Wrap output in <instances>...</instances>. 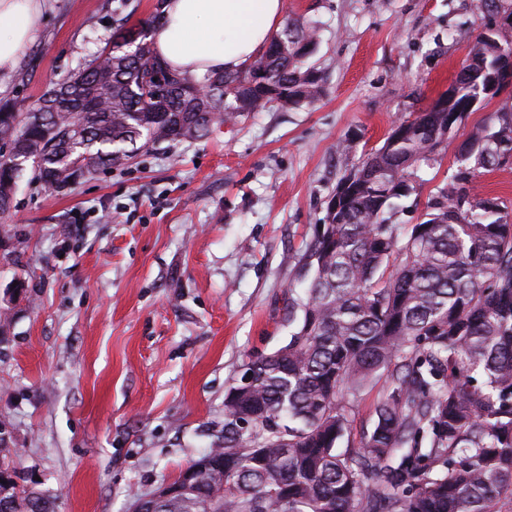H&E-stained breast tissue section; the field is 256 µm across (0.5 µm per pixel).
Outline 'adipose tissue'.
I'll return each mask as SVG.
<instances>
[{
  "mask_svg": "<svg viewBox=\"0 0 512 512\" xmlns=\"http://www.w3.org/2000/svg\"><path fill=\"white\" fill-rule=\"evenodd\" d=\"M45 0H0V74L14 69L35 38ZM284 0H165L149 40L171 69L200 76L233 72L262 52L278 30Z\"/></svg>",
  "mask_w": 512,
  "mask_h": 512,
  "instance_id": "obj_1",
  "label": "adipose tissue"
}]
</instances>
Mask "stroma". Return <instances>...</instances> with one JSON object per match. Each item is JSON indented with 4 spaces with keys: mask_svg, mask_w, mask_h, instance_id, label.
Listing matches in <instances>:
<instances>
[{
    "mask_svg": "<svg viewBox=\"0 0 512 512\" xmlns=\"http://www.w3.org/2000/svg\"><path fill=\"white\" fill-rule=\"evenodd\" d=\"M317 29L312 104L244 112L53 196L22 181L0 217V421L8 460L57 512H131L224 429V393L296 328L293 301L342 176L454 83L484 27L474 0H285ZM156 0H47L0 75L18 111ZM349 141V155L337 154ZM443 141L398 223L455 166Z\"/></svg>",
    "mask_w": 512,
    "mask_h": 512,
    "instance_id": "stroma-1",
    "label": "stroma"
}]
</instances>
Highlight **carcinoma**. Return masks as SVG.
<instances>
[{
  "label": "carcinoma",
  "instance_id": "carcinoma-1",
  "mask_svg": "<svg viewBox=\"0 0 512 512\" xmlns=\"http://www.w3.org/2000/svg\"><path fill=\"white\" fill-rule=\"evenodd\" d=\"M512 18V0H477ZM142 25L118 24L109 47L80 62L22 114L0 100V214L18 182L46 195L176 140L207 138L224 117L318 100L325 74L308 63L316 27L290 17L251 64L203 77L158 59ZM306 44V54L295 49ZM512 71V24L477 36L444 105L396 124L327 206L305 253L313 271L288 343L249 358L252 383L224 409V432L193 459L196 486L152 512H512V204L472 193L512 154V107L473 125L467 152L429 196L418 224H396L417 164L432 160L461 111ZM385 377L371 428L351 437L371 378ZM12 512H55L17 470Z\"/></svg>",
  "mask_w": 512,
  "mask_h": 512
}]
</instances>
